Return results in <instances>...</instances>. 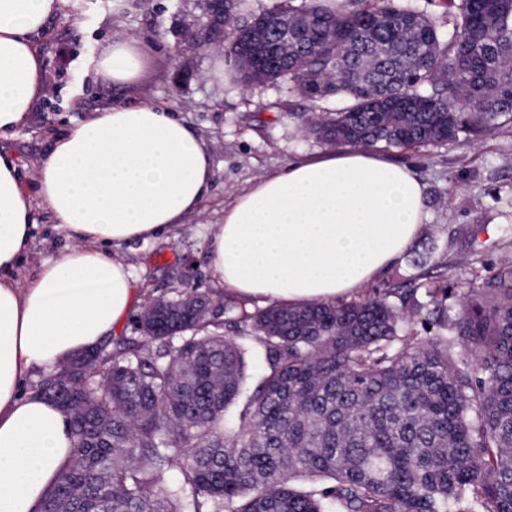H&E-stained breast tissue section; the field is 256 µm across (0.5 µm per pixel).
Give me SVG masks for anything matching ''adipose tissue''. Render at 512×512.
Here are the masks:
<instances>
[{
    "label": "adipose tissue",
    "mask_w": 512,
    "mask_h": 512,
    "mask_svg": "<svg viewBox=\"0 0 512 512\" xmlns=\"http://www.w3.org/2000/svg\"><path fill=\"white\" fill-rule=\"evenodd\" d=\"M63 0H0V142L43 90L35 39ZM143 44L118 36L93 59L113 85L136 81ZM209 151L170 108L114 103L56 136L34 195L0 145V512H38L73 461L59 407L25 390L110 336L130 311L136 277L123 247L169 237L198 212L213 181ZM70 247L34 278L15 271L33 238L32 199ZM424 187L412 170L360 148L289 161L225 208L209 267L246 300L330 303L399 262L424 228Z\"/></svg>",
    "instance_id": "adipose-tissue-1"
}]
</instances>
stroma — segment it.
Returning a JSON list of instances; mask_svg holds the SVG:
<instances>
[{
	"label": "stroma",
	"instance_id": "stroma-1",
	"mask_svg": "<svg viewBox=\"0 0 512 512\" xmlns=\"http://www.w3.org/2000/svg\"><path fill=\"white\" fill-rule=\"evenodd\" d=\"M198 12V0H128L124 14L113 11L112 0H64L37 42L47 61L44 92L7 143L25 185L33 186L54 136L120 98L176 110L209 150L215 176L201 210L189 215L171 239L125 249L141 294L113 328L116 336L134 335L145 303L166 296L170 282L183 277L209 292L215 304L228 300L206 262L211 225L223 223L225 206L260 175L325 151V144L307 133L306 122L337 106L336 99L313 100L276 84L245 86L224 54L209 48L175 56L182 22ZM125 35L146 47L131 88L112 86L86 66L103 45ZM217 69L222 72L218 78L213 75ZM389 155L423 181L428 214L423 233L394 273L409 278L430 272L453 288L470 278L472 259L489 266L512 252L511 127L458 143L393 149ZM34 217L33 248L22 270L26 276L69 244L46 208L36 206Z\"/></svg>",
	"mask_w": 512,
	"mask_h": 512
}]
</instances>
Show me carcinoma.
Returning <instances> with one entry per match:
<instances>
[{
  "label": "carcinoma",
  "instance_id": "1",
  "mask_svg": "<svg viewBox=\"0 0 512 512\" xmlns=\"http://www.w3.org/2000/svg\"><path fill=\"white\" fill-rule=\"evenodd\" d=\"M275 0L206 36L246 82L343 104L335 145L406 149L512 125V0ZM186 285L42 378L75 438L41 512H512V254L460 292L395 276L349 302L224 304ZM410 313L420 336L402 327ZM234 335H224V323ZM263 373L250 381L249 362ZM179 474L164 475L173 466Z\"/></svg>",
  "mask_w": 512,
  "mask_h": 512
}]
</instances>
